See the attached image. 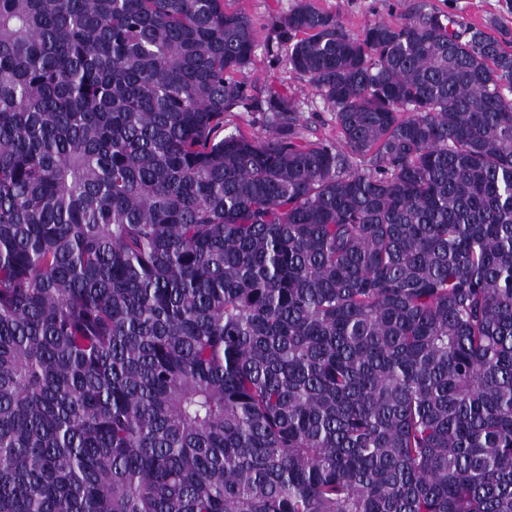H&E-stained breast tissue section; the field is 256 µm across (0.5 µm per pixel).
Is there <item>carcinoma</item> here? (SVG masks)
<instances>
[{"label":"carcinoma","instance_id":"1","mask_svg":"<svg viewBox=\"0 0 512 512\" xmlns=\"http://www.w3.org/2000/svg\"><path fill=\"white\" fill-rule=\"evenodd\" d=\"M259 43L0 0V512H512V36L297 0L340 146ZM242 78L254 94L273 87L287 94H295L304 101L303 115L307 126L304 134L308 140L340 142L332 112L324 107L308 81L297 78L288 70L284 55L277 53L275 48L273 53H268L266 47L261 46L244 70ZM257 115L247 112H227L224 114V124L229 127V130L239 127L242 131L258 139H264L268 135L267 129L262 123L252 121Z\"/></svg>","mask_w":512,"mask_h":512}]
</instances>
